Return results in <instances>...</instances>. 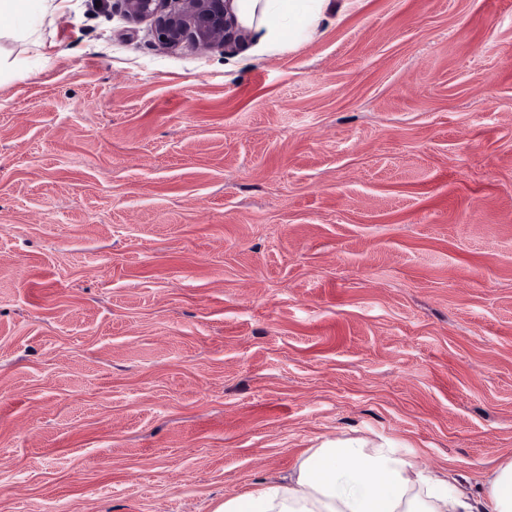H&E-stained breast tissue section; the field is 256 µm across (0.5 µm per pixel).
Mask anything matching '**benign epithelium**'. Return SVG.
I'll use <instances>...</instances> for the list:
<instances>
[{"instance_id":"obj_1","label":"benign epithelium","mask_w":512,"mask_h":512,"mask_svg":"<svg viewBox=\"0 0 512 512\" xmlns=\"http://www.w3.org/2000/svg\"><path fill=\"white\" fill-rule=\"evenodd\" d=\"M127 21L149 22L151 32L169 50L205 51L242 46L249 31L238 20L235 0H118Z\"/></svg>"}]
</instances>
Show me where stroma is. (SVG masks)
<instances>
[{
    "instance_id": "obj_1",
    "label": "stroma",
    "mask_w": 512,
    "mask_h": 512,
    "mask_svg": "<svg viewBox=\"0 0 512 512\" xmlns=\"http://www.w3.org/2000/svg\"><path fill=\"white\" fill-rule=\"evenodd\" d=\"M41 40L0 41V512H216L339 436L512 457V0Z\"/></svg>"
}]
</instances>
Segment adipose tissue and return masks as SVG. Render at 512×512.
Segmentation results:
<instances>
[{
  "instance_id": "1",
  "label": "adipose tissue",
  "mask_w": 512,
  "mask_h": 512,
  "mask_svg": "<svg viewBox=\"0 0 512 512\" xmlns=\"http://www.w3.org/2000/svg\"><path fill=\"white\" fill-rule=\"evenodd\" d=\"M341 0H237L240 21L262 52L316 37ZM67 0H0V39L39 51L40 30L66 12ZM217 512H512V458L493 466L477 491L452 474L415 462L385 439L339 437L303 456L287 478L226 497Z\"/></svg>"
}]
</instances>
